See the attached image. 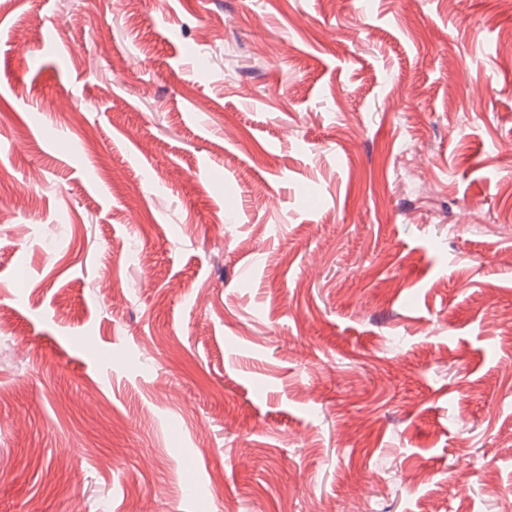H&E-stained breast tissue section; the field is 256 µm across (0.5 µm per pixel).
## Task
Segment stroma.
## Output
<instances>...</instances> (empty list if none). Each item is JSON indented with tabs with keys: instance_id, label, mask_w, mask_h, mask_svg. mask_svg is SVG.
Instances as JSON below:
<instances>
[{
	"instance_id": "35a3bbf8",
	"label": "stroma",
	"mask_w": 512,
	"mask_h": 512,
	"mask_svg": "<svg viewBox=\"0 0 512 512\" xmlns=\"http://www.w3.org/2000/svg\"><path fill=\"white\" fill-rule=\"evenodd\" d=\"M0 209V512H512L500 0H0Z\"/></svg>"
}]
</instances>
